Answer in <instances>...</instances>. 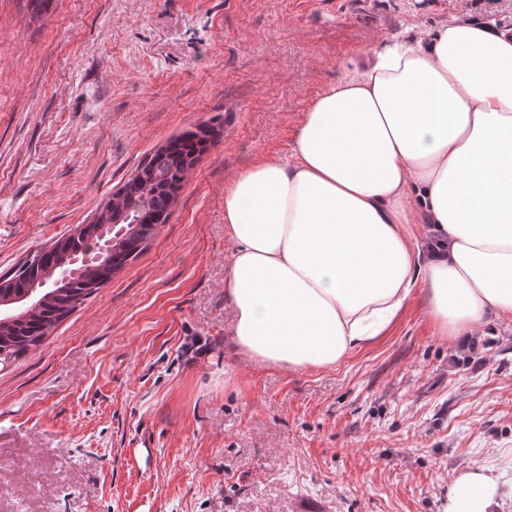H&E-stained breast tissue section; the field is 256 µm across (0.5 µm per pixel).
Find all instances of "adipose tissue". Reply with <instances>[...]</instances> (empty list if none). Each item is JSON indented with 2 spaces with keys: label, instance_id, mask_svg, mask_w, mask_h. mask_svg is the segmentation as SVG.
<instances>
[{
  "label": "adipose tissue",
  "instance_id": "1",
  "mask_svg": "<svg viewBox=\"0 0 512 512\" xmlns=\"http://www.w3.org/2000/svg\"><path fill=\"white\" fill-rule=\"evenodd\" d=\"M224 224L229 336L263 366L335 367L417 286L441 335L512 318V28L463 17L387 38L311 103L289 158L230 180ZM496 495L468 470L445 512Z\"/></svg>",
  "mask_w": 512,
  "mask_h": 512
}]
</instances>
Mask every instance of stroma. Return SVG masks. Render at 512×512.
Listing matches in <instances>:
<instances>
[{
    "label": "stroma",
    "instance_id": "stroma-1",
    "mask_svg": "<svg viewBox=\"0 0 512 512\" xmlns=\"http://www.w3.org/2000/svg\"><path fill=\"white\" fill-rule=\"evenodd\" d=\"M512 0H0V274L218 119L144 252L0 370V512H444L484 469L512 512V320L440 335L415 291L335 368L229 343L224 187L386 37Z\"/></svg>",
    "mask_w": 512,
    "mask_h": 512
}]
</instances>
